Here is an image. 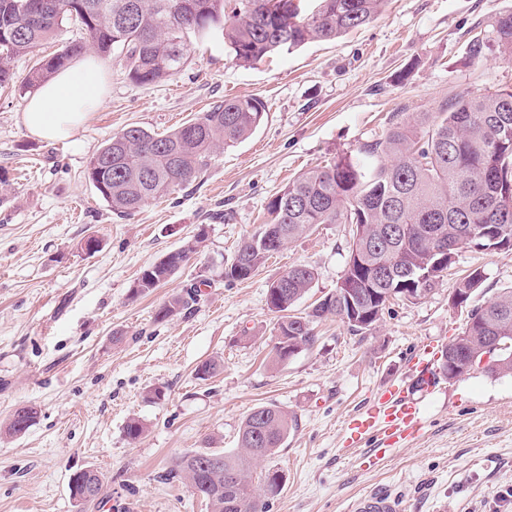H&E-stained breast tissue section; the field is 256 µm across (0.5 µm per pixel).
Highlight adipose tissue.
<instances>
[{
    "mask_svg": "<svg viewBox=\"0 0 512 512\" xmlns=\"http://www.w3.org/2000/svg\"><path fill=\"white\" fill-rule=\"evenodd\" d=\"M105 96L104 70L94 55L87 54L40 86L26 102L21 122L30 135L38 138L69 137L82 129Z\"/></svg>",
    "mask_w": 512,
    "mask_h": 512,
    "instance_id": "obj_1",
    "label": "adipose tissue"
}]
</instances>
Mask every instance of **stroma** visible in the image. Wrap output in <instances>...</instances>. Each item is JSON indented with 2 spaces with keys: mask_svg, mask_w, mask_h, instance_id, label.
Segmentation results:
<instances>
[{
  "mask_svg": "<svg viewBox=\"0 0 512 512\" xmlns=\"http://www.w3.org/2000/svg\"><path fill=\"white\" fill-rule=\"evenodd\" d=\"M512 0H386L381 16L333 41L309 43L251 66L220 41L194 43L188 63L155 85L132 82L117 56L102 63L108 95L65 140L28 134L26 102L0 91V424L20 406L37 409L25 435L0 436V512H209L168 472L184 454L237 448L246 416L274 404L298 425L258 465L284 475L267 512H349L372 492L400 512H512V376L475 370L441 380L423 434L364 468L346 422L388 385L410 386L414 351L443 350L471 307L512 288V251L462 246L447 278L421 302L394 301L377 329L352 334L339 318L314 325L316 341L271 361L276 316L269 284L289 266L315 271L296 312L334 291L350 227L322 224L289 243L247 280L224 276L241 241L266 219L268 200L303 170L418 124L453 98L512 85V61L495 50L494 18ZM483 56L468 57L473 38ZM256 97L264 121L245 141L217 151L208 170L135 215L118 217L85 176L90 158L130 126L165 133L228 95ZM203 234L196 254L166 284L131 298L141 270ZM95 236L99 247L81 244ZM487 278L468 305L452 306L470 270ZM201 288L188 310L154 319L168 297ZM125 340L114 344L112 336ZM216 357L221 373L197 366ZM161 390L158 400L149 399ZM146 426L130 440V419ZM105 481L101 501L76 503V471Z\"/></svg>",
  "mask_w": 512,
  "mask_h": 512,
  "instance_id": "obj_1",
  "label": "stroma"
}]
</instances>
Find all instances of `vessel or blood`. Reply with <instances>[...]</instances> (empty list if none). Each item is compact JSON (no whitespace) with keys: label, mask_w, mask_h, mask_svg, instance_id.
I'll list each match as a JSON object with an SVG mask.
<instances>
[{"label":"vessel or blood","mask_w":512,"mask_h":512,"mask_svg":"<svg viewBox=\"0 0 512 512\" xmlns=\"http://www.w3.org/2000/svg\"><path fill=\"white\" fill-rule=\"evenodd\" d=\"M412 377L418 384L417 391L404 387H386L369 406L352 417L347 430L354 444H366L365 458L376 463L393 449L404 446L418 437L424 426L423 403L438 383L433 361L414 359Z\"/></svg>","instance_id":"obj_1"}]
</instances>
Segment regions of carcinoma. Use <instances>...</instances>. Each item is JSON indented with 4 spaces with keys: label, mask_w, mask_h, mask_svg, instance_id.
I'll return each instance as SVG.
<instances>
[{
    "label": "carcinoma",
    "mask_w": 512,
    "mask_h": 512,
    "mask_svg": "<svg viewBox=\"0 0 512 512\" xmlns=\"http://www.w3.org/2000/svg\"><path fill=\"white\" fill-rule=\"evenodd\" d=\"M43 0H0V88L14 83L15 63L67 24L86 40L66 42L29 71L19 91L38 88L91 43L101 53L123 56L129 78L140 85L159 83L187 62L196 39H220L243 65L315 41H331L377 19L385 0H318L312 10L301 0H50L49 20L29 27L26 17ZM495 50L512 61V11L496 15ZM266 112L258 98H229L192 121L164 134L130 126L94 154L86 168L89 182L112 212L129 216L145 203L167 197L197 180L216 148L248 138ZM267 222L237 249L224 277L246 280L279 246L311 233L320 224L351 226L342 281L359 294L350 306L343 289L318 299L310 311L292 309L312 288L315 272L306 265L286 269L267 289V305L280 314L274 327L273 362L315 343L312 324L338 317L355 334L373 330L393 299L425 298L452 269L461 245L485 250L512 247V88L455 100L418 130L396 125L382 140L367 142L356 154H339L323 166L299 173L266 205ZM201 237L186 242L144 269L130 296L147 295L174 277L196 253ZM448 246V253L440 252ZM400 268L413 277L387 281L378 271ZM424 272L430 277L419 281ZM486 280L476 268L462 278L455 294L465 304ZM193 293L174 294L156 310L169 321L186 310ZM439 374L455 380L457 356H486L484 371L512 373V288L471 310L462 334L446 347ZM37 410H15L0 435L18 437L34 424ZM297 417L276 405L254 408L239 431L232 453L205 448L183 455L173 469L210 512H266L281 492L282 474L268 469L253 480L258 461L273 456ZM90 470L73 474L72 498L97 501L103 480L84 493Z\"/></svg>",
    "instance_id": "1"
}]
</instances>
